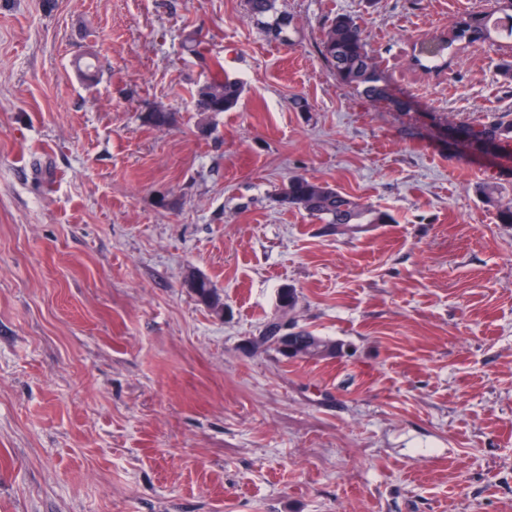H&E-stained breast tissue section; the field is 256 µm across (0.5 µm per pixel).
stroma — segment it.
I'll use <instances>...</instances> for the list:
<instances>
[{"label": "stroma", "mask_w": 512, "mask_h": 512, "mask_svg": "<svg viewBox=\"0 0 512 512\" xmlns=\"http://www.w3.org/2000/svg\"><path fill=\"white\" fill-rule=\"evenodd\" d=\"M487 8L0 0V512H512V224L476 193L512 196V143L467 136L512 113V40L408 64ZM339 14L406 110L337 81ZM294 175L394 221L281 206ZM285 287L340 355L252 351ZM243 94V86L228 77H214L199 86L195 92V107L199 120L197 129L201 134L208 132L209 117L218 112L236 110ZM190 288L195 293L198 301L208 308L211 312L220 315L224 312V299L209 280L204 278H194L189 282Z\"/></svg>", "instance_id": "stroma-1"}]
</instances>
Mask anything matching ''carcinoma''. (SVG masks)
Returning <instances> with one entry per match:
<instances>
[{
  "label": "carcinoma",
  "mask_w": 512,
  "mask_h": 512,
  "mask_svg": "<svg viewBox=\"0 0 512 512\" xmlns=\"http://www.w3.org/2000/svg\"><path fill=\"white\" fill-rule=\"evenodd\" d=\"M503 16L512 20V0H491L488 10L480 15H464L457 18L446 35L436 42L416 45L410 56V65L428 73H439L448 68L452 56L448 50L454 46L464 49L474 43L492 38L494 28L491 19ZM321 54L336 75V79L355 89L370 104L386 102L401 110L405 103L391 97L389 88L378 73L377 64L369 48L361 26L349 15L338 14L327 25L321 41ZM243 94V86L228 77H214L199 86L195 92V107L200 133L208 132L210 115L236 110ZM469 134L482 142H509L512 140V113L504 112L493 121L472 128ZM481 200L496 210L501 224H512V199H505L499 183L486 181L478 185ZM280 204L306 212L326 224H389L393 217L386 211L363 204L337 190L327 182L312 180L304 176H293L283 184L279 193ZM198 301L211 312H224V299L209 280L194 278L189 282ZM298 296L294 289L283 288L279 293L280 316L290 315L296 308ZM256 351H273L290 360L294 348L302 359L324 360L326 351L333 349L341 353L343 345L331 339L317 336L300 329L288 340L277 338L274 320H269L263 334L252 341Z\"/></svg>",
  "instance_id": "obj_1"
}]
</instances>
